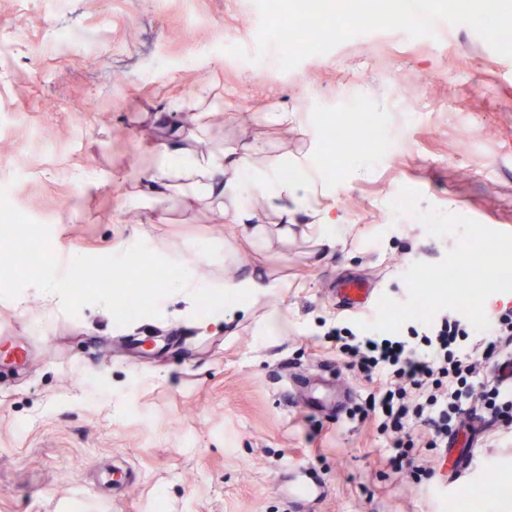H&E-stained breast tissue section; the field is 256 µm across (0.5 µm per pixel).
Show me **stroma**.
Wrapping results in <instances>:
<instances>
[{
  "label": "stroma",
  "mask_w": 512,
  "mask_h": 512,
  "mask_svg": "<svg viewBox=\"0 0 512 512\" xmlns=\"http://www.w3.org/2000/svg\"><path fill=\"white\" fill-rule=\"evenodd\" d=\"M259 23L252 0H0V187L50 227L60 268L142 241L208 281L255 271L274 284L246 312L177 292L160 317L126 326L98 305L67 315L32 287L0 298V512H295L304 476L322 488L310 512H466L491 474L505 492L477 512H512L511 432L486 425L456 443L470 468L444 496L437 449H422L429 474L413 481L388 466L374 421L286 392L291 378L348 388L357 404L375 390L325 337L377 315L343 309L337 282L402 301L409 267L457 243L394 215L401 188L421 209L512 233L501 55L448 23L433 39L371 31L284 72L273 51L257 63L226 53H255ZM357 108L383 144L329 145L325 124ZM174 139L197 153L256 143L260 163L321 167L311 206L335 217V245L303 213L282 234L259 200L263 231L247 241L216 223L217 200L185 186L154 195L144 174Z\"/></svg>",
  "instance_id": "stroma-1"
}]
</instances>
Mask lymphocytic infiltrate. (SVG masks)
<instances>
[{"mask_svg":"<svg viewBox=\"0 0 512 512\" xmlns=\"http://www.w3.org/2000/svg\"><path fill=\"white\" fill-rule=\"evenodd\" d=\"M475 334L474 352L463 341ZM329 335L347 367L377 385L355 414L373 418L386 435L392 471L424 476L421 447H447L475 406L487 411L490 423L512 429V388L483 376L485 361L512 355L511 308L490 316L480 333L469 320L442 313L421 335L356 334L347 327Z\"/></svg>","mask_w":512,"mask_h":512,"instance_id":"obj_1","label":"lymphocytic infiltrate"}]
</instances>
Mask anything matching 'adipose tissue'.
<instances>
[{
	"label": "adipose tissue",
	"instance_id": "1",
	"mask_svg": "<svg viewBox=\"0 0 512 512\" xmlns=\"http://www.w3.org/2000/svg\"><path fill=\"white\" fill-rule=\"evenodd\" d=\"M259 145L246 149L228 148L208 154H197L176 145L166 151V163L153 171L148 178L151 192L164 193L172 183L190 186L210 198L228 202L224 215L235 224L240 235L252 237V200H264L269 209L278 213L284 222H291L298 213H311L313 223L320 230L326 243L336 240L335 218L329 211L312 210L310 201L324 185L313 167L306 160L296 161L291 177H281V164L256 167L255 155Z\"/></svg>",
	"mask_w": 512,
	"mask_h": 512
}]
</instances>
